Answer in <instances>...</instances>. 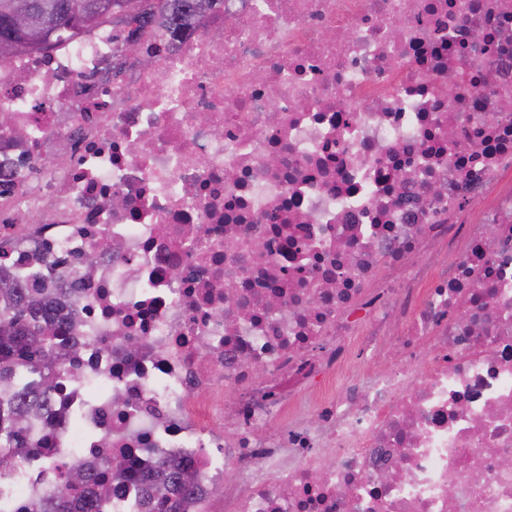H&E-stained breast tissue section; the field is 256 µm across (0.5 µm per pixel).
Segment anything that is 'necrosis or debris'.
<instances>
[{
  "mask_svg": "<svg viewBox=\"0 0 512 512\" xmlns=\"http://www.w3.org/2000/svg\"><path fill=\"white\" fill-rule=\"evenodd\" d=\"M127 35L0 60V276L42 287L64 367L0 512L108 455V512L163 466L179 512H512V0ZM156 490L163 494L173 496L175 503L189 494L190 485L182 470L163 468L157 474L146 475Z\"/></svg>",
  "mask_w": 512,
  "mask_h": 512,
  "instance_id": "necrosis-or-debris-1",
  "label": "necrosis or debris"
}]
</instances>
